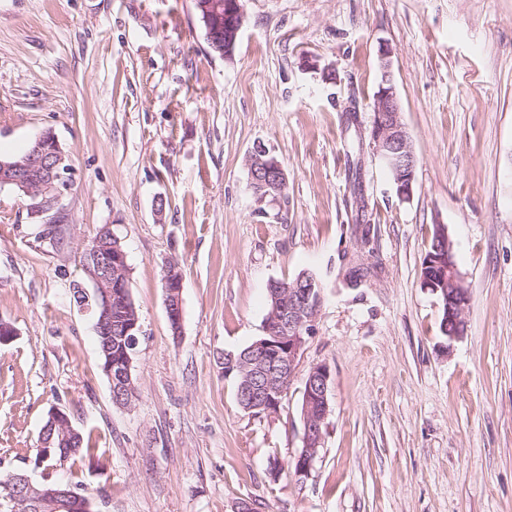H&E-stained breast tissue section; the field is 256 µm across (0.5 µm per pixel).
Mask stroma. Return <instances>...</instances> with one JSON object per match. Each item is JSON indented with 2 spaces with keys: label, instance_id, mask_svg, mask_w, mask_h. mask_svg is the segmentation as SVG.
<instances>
[{
  "label": "stroma",
  "instance_id": "1",
  "mask_svg": "<svg viewBox=\"0 0 512 512\" xmlns=\"http://www.w3.org/2000/svg\"><path fill=\"white\" fill-rule=\"evenodd\" d=\"M242 7L220 56L193 0H0V158L50 132L70 164L50 210L0 189V320L16 330L0 345V479L40 477L59 409L100 453L51 474L102 495L100 512H512V0ZM385 48L417 157L407 200L369 140ZM259 144L285 169L287 207L250 187ZM52 222L62 245L39 236ZM437 224L469 292L454 341L421 283ZM106 225L141 323L127 408L72 290ZM304 271L322 304L297 374L275 412H246L224 356L263 336L269 283ZM317 365L330 413L300 481ZM163 288L165 289L166 310L170 328L174 335H178L182 321L181 293L183 276L175 263L168 264L164 269Z\"/></svg>",
  "mask_w": 512,
  "mask_h": 512
}]
</instances>
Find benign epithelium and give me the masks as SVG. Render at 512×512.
<instances>
[{"label": "benign epithelium", "mask_w": 512, "mask_h": 512, "mask_svg": "<svg viewBox=\"0 0 512 512\" xmlns=\"http://www.w3.org/2000/svg\"><path fill=\"white\" fill-rule=\"evenodd\" d=\"M210 38H223V50L229 51L236 42L244 22L241 0H195ZM381 82L373 99L371 137L373 150L393 174L396 193L402 200L413 192L417 158L411 141L401 121V106L396 93L391 70L390 51L381 50L379 61ZM250 185L258 201L266 198L284 205L286 174L278 158L263 145H257L248 159ZM70 166L55 136L46 132L36 139L28 152L18 160L0 159V188L9 186L23 192L32 200L31 207L44 211L51 209L67 189L66 174ZM108 239L95 238L85 245L79 256L84 280L91 287L95 300V328L102 341L105 363L102 365L110 382L111 393L118 405H124L125 381L132 380L126 365L112 363V331L118 330L129 337L131 348H136L140 333L139 316L132 296H127L128 316L121 325H112V289L129 287V267L119 238L105 228ZM440 245L427 259L424 287L445 298V325H454L449 339L460 338L465 331L464 309L468 293L456 266L448 233L444 225H436ZM163 288L166 310L173 334L180 333L182 321L181 293L183 276L173 263L164 269ZM272 313L264 326V336L242 353L224 354V374L240 372L239 398L243 410L251 412L274 411L288 386L294 380L298 358L305 344V337L312 334L320 306L321 292L313 281L300 277L291 284L276 286ZM330 373L326 366L312 368L305 380L303 391L304 448L297 457L296 476L308 477L311 463L322 445V427L330 412ZM59 440L75 442L79 432L68 415L52 410L43 426L39 461L51 456L55 448L53 435ZM5 498L15 512H32L35 505L45 507L44 512H91V503L72 490H60L52 485L32 480L26 473H15L0 482Z\"/></svg>", "instance_id": "1"}]
</instances>
